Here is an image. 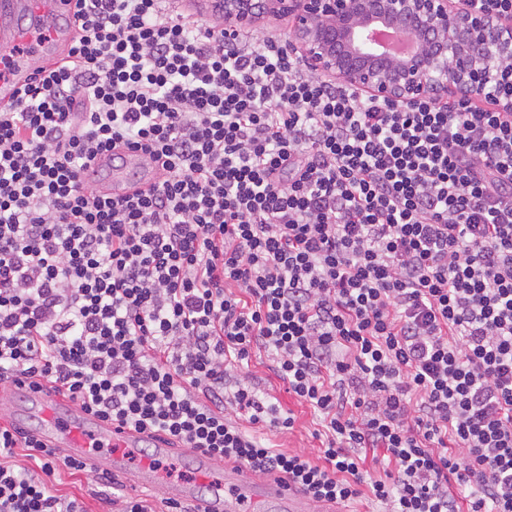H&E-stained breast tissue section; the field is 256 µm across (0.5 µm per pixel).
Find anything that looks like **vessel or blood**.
<instances>
[{
	"label": "vessel or blood",
	"instance_id": "b4317fda",
	"mask_svg": "<svg viewBox=\"0 0 512 512\" xmlns=\"http://www.w3.org/2000/svg\"><path fill=\"white\" fill-rule=\"evenodd\" d=\"M75 33L74 0H0V108L14 104L18 90L31 82L38 68L60 62ZM93 167L96 189L106 197L119 198L150 187L158 177L154 162L128 148L98 156ZM18 390L39 419L31 434L41 443L115 475L123 472L125 453H138L141 434L115 433L109 422L81 410L47 384L25 379ZM170 451L169 443L155 440L150 460L130 475V485L161 489L165 497L192 503L193 512H243L248 502L261 512H321L317 503L287 480H265L243 466L226 469L200 452L194 455L198 486H162L154 462Z\"/></svg>",
	"mask_w": 512,
	"mask_h": 512
}]
</instances>
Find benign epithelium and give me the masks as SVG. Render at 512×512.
Listing matches in <instances>:
<instances>
[{"label": "benign epithelium", "mask_w": 512, "mask_h": 512, "mask_svg": "<svg viewBox=\"0 0 512 512\" xmlns=\"http://www.w3.org/2000/svg\"><path fill=\"white\" fill-rule=\"evenodd\" d=\"M229 32L265 17L291 19L288 51L316 73L376 100L406 104L472 94L498 56L512 55V21L451 0H221ZM411 34L414 53L390 55L378 33Z\"/></svg>", "instance_id": "7a95c632"}]
</instances>
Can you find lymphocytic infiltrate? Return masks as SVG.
I'll list each match as a JSON object with an SVG mask.
<instances>
[{
	"label": "lymphocytic infiltrate",
	"instance_id": "obj_1",
	"mask_svg": "<svg viewBox=\"0 0 512 512\" xmlns=\"http://www.w3.org/2000/svg\"><path fill=\"white\" fill-rule=\"evenodd\" d=\"M76 2L66 58L0 109V382L316 502L512 512V57L397 105L172 0ZM120 145L159 180L104 198L91 164ZM255 351L318 456L258 436L296 418ZM59 460L89 469L0 425V512H87ZM268 357L265 352L255 351L252 354L249 370L255 377L259 389L271 397L272 402L280 406L284 411L290 410L296 417V429L292 434H280L262 431L261 435L265 439H270L271 444L279 445L278 448L286 450L305 449L312 456H317L320 442L312 437V432L317 429L315 420L309 409L299 404L296 399L288 393L287 385L268 369ZM261 432V433H262Z\"/></svg>",
	"mask_w": 512,
	"mask_h": 512
}]
</instances>
